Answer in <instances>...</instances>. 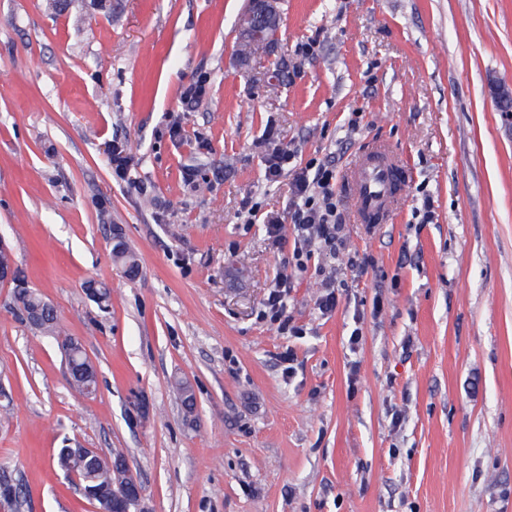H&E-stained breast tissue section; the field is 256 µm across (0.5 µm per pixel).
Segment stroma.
Returning <instances> with one entry per match:
<instances>
[{
	"instance_id": "1",
	"label": "stroma",
	"mask_w": 512,
	"mask_h": 512,
	"mask_svg": "<svg viewBox=\"0 0 512 512\" xmlns=\"http://www.w3.org/2000/svg\"><path fill=\"white\" fill-rule=\"evenodd\" d=\"M247 8L0 0V243L61 327L42 335L0 284V484L18 492L0 512H94L65 446L123 449L143 512H512V0H277L273 50L250 60ZM377 141L410 182L373 229L337 189L346 263L293 264V241L247 223L251 200L290 220L274 146L342 172ZM284 271L296 336L259 318ZM322 282L321 288L324 289L316 298V305L321 314H331L339 304V289L336 288V277L334 280L332 276H329Z\"/></svg>"
}]
</instances>
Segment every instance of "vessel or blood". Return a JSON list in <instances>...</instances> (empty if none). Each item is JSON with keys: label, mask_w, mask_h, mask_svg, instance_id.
Masks as SVG:
<instances>
[{"label": "vessel or blood", "mask_w": 512, "mask_h": 512, "mask_svg": "<svg viewBox=\"0 0 512 512\" xmlns=\"http://www.w3.org/2000/svg\"><path fill=\"white\" fill-rule=\"evenodd\" d=\"M407 178L406 167L388 147H377L372 155L357 159L346 181L357 222L386 223L404 195Z\"/></svg>", "instance_id": "1"}]
</instances>
